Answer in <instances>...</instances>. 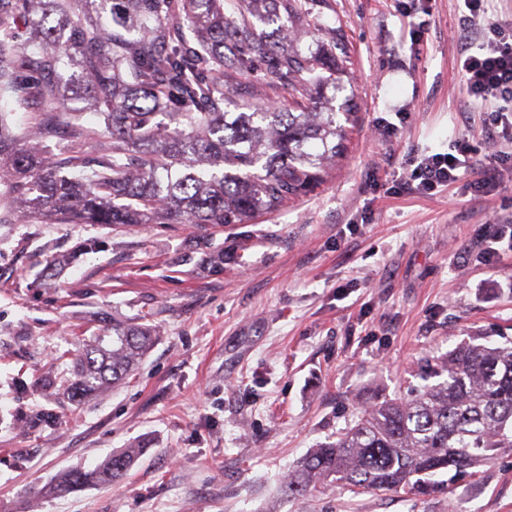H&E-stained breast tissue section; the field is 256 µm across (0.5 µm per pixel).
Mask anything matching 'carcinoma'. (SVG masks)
Wrapping results in <instances>:
<instances>
[{"mask_svg": "<svg viewBox=\"0 0 512 512\" xmlns=\"http://www.w3.org/2000/svg\"><path fill=\"white\" fill-rule=\"evenodd\" d=\"M266 6L291 23L287 40L315 25L307 0H240L230 11L224 0H0V93L33 99L39 112L18 134L0 114V201L23 224H241L323 181L345 140L336 113L310 107L326 62L259 33L252 17ZM256 63L288 88V103L228 111L236 76ZM86 99L99 129L83 124L76 102ZM63 123L70 143L55 154L48 143ZM158 336L114 320L77 340L62 395L80 403L125 383ZM438 375L411 398L358 412L296 463L283 495L424 491L440 470L465 474L512 448V341L464 342ZM143 452L122 448L93 470H68L52 490L117 482Z\"/></svg>", "mask_w": 512, "mask_h": 512, "instance_id": "cac0c4a2", "label": "carcinoma"}]
</instances>
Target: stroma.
I'll return each instance as SVG.
<instances>
[{
    "label": "stroma",
    "instance_id": "1",
    "mask_svg": "<svg viewBox=\"0 0 512 512\" xmlns=\"http://www.w3.org/2000/svg\"><path fill=\"white\" fill-rule=\"evenodd\" d=\"M338 29L335 88L357 117L335 169L241 224H22L0 208V512H512V448L451 489L289 498L292 466L376 397H406L425 363L475 334L512 339V251L480 257L512 222V181L473 195L399 189L409 158L445 153L488 104L457 69V0H312ZM96 242L73 264L68 253ZM220 272L200 263L216 245ZM54 265V283L35 280ZM157 327L129 382L74 405L42 386L63 352L113 319ZM139 443L112 485L37 495L62 470ZM487 228L488 230L484 236L485 247L481 257L485 263L490 264L498 256L501 249L507 248L512 251V224H501L494 221L487 224Z\"/></svg>",
    "mask_w": 512,
    "mask_h": 512
}]
</instances>
